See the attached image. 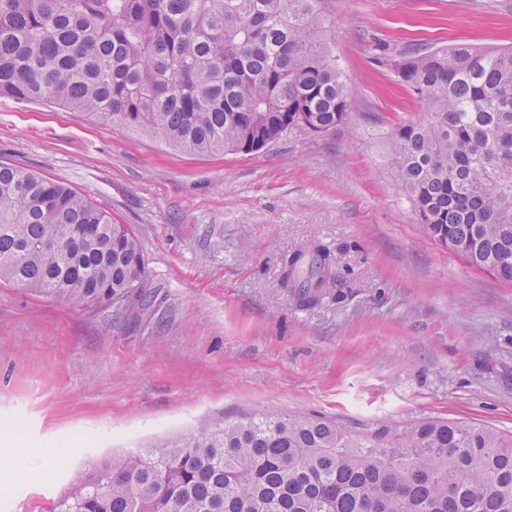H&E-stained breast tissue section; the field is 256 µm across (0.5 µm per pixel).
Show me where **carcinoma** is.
Here are the masks:
<instances>
[{"instance_id":"carcinoma-1","label":"carcinoma","mask_w":512,"mask_h":512,"mask_svg":"<svg viewBox=\"0 0 512 512\" xmlns=\"http://www.w3.org/2000/svg\"><path fill=\"white\" fill-rule=\"evenodd\" d=\"M321 0H0V98L48 101L192 155L330 134L362 104ZM428 111L374 135L426 235L512 284V47L417 50L396 64ZM321 246L284 261L300 307L332 277ZM139 240L68 186L0 164V281L78 309L135 290ZM49 512H512V436L428 419L350 434L262 413L74 473Z\"/></svg>"}]
</instances>
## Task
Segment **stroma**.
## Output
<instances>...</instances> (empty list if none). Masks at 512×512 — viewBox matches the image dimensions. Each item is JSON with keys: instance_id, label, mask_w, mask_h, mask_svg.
<instances>
[{"instance_id": "obj_1", "label": "stroma", "mask_w": 512, "mask_h": 512, "mask_svg": "<svg viewBox=\"0 0 512 512\" xmlns=\"http://www.w3.org/2000/svg\"><path fill=\"white\" fill-rule=\"evenodd\" d=\"M363 111L260 151L196 156L39 101L0 99V164L62 182L138 235L144 312L0 282V512H48L74 471L212 422L316 414L352 432L424 419L512 434V284L428 237L379 164L376 118L422 117L413 48L512 45V0H324ZM326 247L310 308L285 257ZM65 460L40 477V451Z\"/></svg>"}]
</instances>
